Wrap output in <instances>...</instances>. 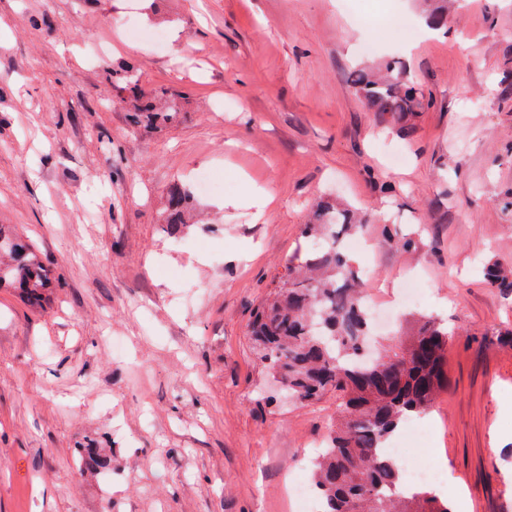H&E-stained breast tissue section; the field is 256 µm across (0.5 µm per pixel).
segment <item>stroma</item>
Segmentation results:
<instances>
[{"label": "stroma", "mask_w": 512, "mask_h": 512, "mask_svg": "<svg viewBox=\"0 0 512 512\" xmlns=\"http://www.w3.org/2000/svg\"><path fill=\"white\" fill-rule=\"evenodd\" d=\"M132 8L0 0V224L55 277L40 307L0 288V512H294L339 408L276 400L249 324L326 198L367 222L366 292L420 279L453 332L428 415L449 504L512 512V301L483 278L512 267V0H450L438 32L433 0H139L161 49ZM389 58L426 105L383 124L348 75ZM128 65L177 122L131 124ZM202 170L224 190L170 234L164 193Z\"/></svg>", "instance_id": "stroma-1"}]
</instances>
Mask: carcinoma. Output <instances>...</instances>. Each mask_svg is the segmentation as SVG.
Wrapping results in <instances>:
<instances>
[{
    "instance_id": "cac0c4a2",
    "label": "carcinoma",
    "mask_w": 512,
    "mask_h": 512,
    "mask_svg": "<svg viewBox=\"0 0 512 512\" xmlns=\"http://www.w3.org/2000/svg\"><path fill=\"white\" fill-rule=\"evenodd\" d=\"M112 82L128 93L136 127L170 123L182 111L168 90L144 92L131 66L115 72ZM350 83L381 118L403 119L423 108V97L397 61L387 63L383 74L356 70ZM189 204L186 187L168 188L164 221L172 234L180 232ZM363 229L348 210L333 202L320 205L317 223L304 225L303 233L327 240L326 246L288 268V278L257 311L253 340L261 361L296 400L309 403L332 392L339 401L341 419L312 474L321 512H451L431 489L403 492L400 466L381 453L406 418L428 414L448 387V329L422 316L410 335L370 354L369 315L354 286L358 271L338 244L347 232ZM2 257L7 262H0V288H15L41 305L54 287L49 267L32 244L0 225ZM485 276L512 298V274L489 265Z\"/></svg>"
}]
</instances>
